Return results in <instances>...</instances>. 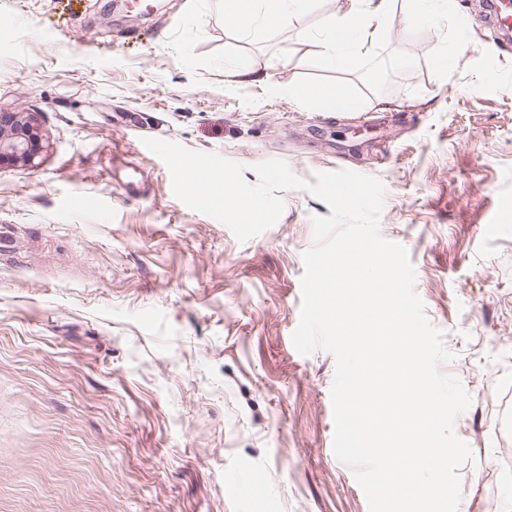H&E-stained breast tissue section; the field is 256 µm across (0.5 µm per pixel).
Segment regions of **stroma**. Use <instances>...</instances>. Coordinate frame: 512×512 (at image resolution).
Wrapping results in <instances>:
<instances>
[{
  "mask_svg": "<svg viewBox=\"0 0 512 512\" xmlns=\"http://www.w3.org/2000/svg\"><path fill=\"white\" fill-rule=\"evenodd\" d=\"M0 0V112L36 113L32 168L0 166V512H369L332 451L333 356L300 354L304 190L238 241L188 208L159 138L295 175L383 184L380 231L402 244L470 407L464 512H512V48L478 0L396 17L355 68L307 45L346 0L243 35L205 0ZM447 82L434 69L440 52ZM266 70L225 83L224 63ZM342 89L339 115L288 86Z\"/></svg>",
  "mask_w": 512,
  "mask_h": 512,
  "instance_id": "obj_1",
  "label": "stroma"
}]
</instances>
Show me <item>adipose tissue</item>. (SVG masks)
<instances>
[{
  "instance_id": "ef3b65f1",
  "label": "adipose tissue",
  "mask_w": 512,
  "mask_h": 512,
  "mask_svg": "<svg viewBox=\"0 0 512 512\" xmlns=\"http://www.w3.org/2000/svg\"><path fill=\"white\" fill-rule=\"evenodd\" d=\"M304 0H209L211 8L223 12L242 34L256 29H277L292 19ZM397 0H347L326 32L314 39L319 56L330 66L354 68L359 49L382 39L396 16Z\"/></svg>"
}]
</instances>
